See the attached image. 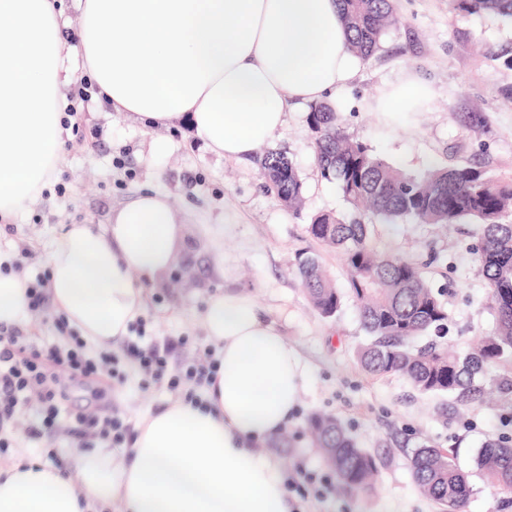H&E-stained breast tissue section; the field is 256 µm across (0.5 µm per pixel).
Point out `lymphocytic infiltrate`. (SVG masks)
Returning a JSON list of instances; mask_svg holds the SVG:
<instances>
[{
	"label": "lymphocytic infiltrate",
	"mask_w": 512,
	"mask_h": 512,
	"mask_svg": "<svg viewBox=\"0 0 512 512\" xmlns=\"http://www.w3.org/2000/svg\"><path fill=\"white\" fill-rule=\"evenodd\" d=\"M86 341L70 334L62 347H38L24 329L0 325V454L8 451L6 430H18L30 438H40L55 427L59 416L56 397L69 375L121 379L117 356L107 353L89 356ZM127 356L156 381L184 401L201 404L200 387L213 384L217 363L211 349L181 336L164 344L141 348L125 345ZM27 416H20V405ZM73 433L82 444L107 443L112 448L127 447L131 427L117 414L105 415L87 406L75 414Z\"/></svg>",
	"instance_id": "obj_1"
}]
</instances>
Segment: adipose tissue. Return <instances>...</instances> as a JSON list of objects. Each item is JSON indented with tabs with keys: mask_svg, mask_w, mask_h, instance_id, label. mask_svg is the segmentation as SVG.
<instances>
[{
	"mask_svg": "<svg viewBox=\"0 0 512 512\" xmlns=\"http://www.w3.org/2000/svg\"><path fill=\"white\" fill-rule=\"evenodd\" d=\"M84 68L114 111L146 128L189 122L217 155L246 160L288 121L323 103L344 110L363 67L340 0H74ZM53 0H0V217L16 213L61 165L75 71ZM431 95L413 75L371 107L403 120ZM185 223L146 190L111 223L72 224L48 247L54 309L87 341L117 347L144 311L140 278L178 262ZM27 279L0 274V325L19 324ZM217 378L203 406L171 401L136 423L130 448L78 450L66 469L0 467V512H294L281 466L255 453L284 428L305 370L294 344L248 295L212 294L200 315ZM80 482H73L71 472Z\"/></svg>",
	"mask_w": 512,
	"mask_h": 512,
	"instance_id": "ef3b65f1",
	"label": "adipose tissue"
}]
</instances>
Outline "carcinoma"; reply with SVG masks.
<instances>
[{
	"label": "carcinoma",
	"mask_w": 512,
	"mask_h": 512,
	"mask_svg": "<svg viewBox=\"0 0 512 512\" xmlns=\"http://www.w3.org/2000/svg\"><path fill=\"white\" fill-rule=\"evenodd\" d=\"M351 49L364 61L380 49L383 35L397 26L394 0H341ZM456 9L483 10L512 19V0H454ZM315 134L317 168L339 187L350 214L321 212L310 219L309 232L343 251L349 287L369 336L360 362L371 375L399 374L421 393L452 395L461 403L484 398V382L492 377L498 393H512V378L494 375L512 363V179L489 173L478 164L431 165L420 175L406 174L375 156L363 142L346 133L337 113L312 106L307 116ZM261 175L291 209L299 207L302 182L286 152L269 149L258 159ZM388 220L413 218L421 224L450 226L472 220L480 228L477 249L481 272L490 291L495 329L474 352L461 355L443 342L416 349L412 341L443 329L448 313L419 269L403 257L377 253L368 243L364 216ZM299 276L314 308L335 315L342 294L312 257L298 264ZM308 432L336 474L342 494L369 493L378 472L376 455L358 447L331 414H314ZM477 469L494 488L512 493V439L486 441L476 457ZM419 491L440 512H464L470 497L467 475L450 451L423 445L411 461Z\"/></svg>",
	"instance_id": "carcinoma-1"
}]
</instances>
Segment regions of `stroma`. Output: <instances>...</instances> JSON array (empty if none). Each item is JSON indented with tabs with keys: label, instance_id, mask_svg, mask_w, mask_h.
Here are the masks:
<instances>
[{
	"label": "stroma",
	"instance_id": "35a3bbf8",
	"mask_svg": "<svg viewBox=\"0 0 512 512\" xmlns=\"http://www.w3.org/2000/svg\"><path fill=\"white\" fill-rule=\"evenodd\" d=\"M400 24L382 39L366 62L340 113L346 132L373 153L409 174L428 164H482L490 173L512 177V20L489 13H460L451 0H397ZM412 73L433 94L399 127L384 124L370 104L384 88ZM309 109L294 107L287 124L269 141L286 151L303 183V206L293 213L267 190L256 160L213 154L189 125L147 129L129 113L112 111L97 98L78 107L83 137L67 134L56 183L14 215L0 219V251L10 254L26 277L47 271V245L68 224H105L113 210L130 204L145 189L166 195L189 216L181 257L158 281H144L143 345L165 337L207 338L198 319L207 298L221 290L252 297L262 313L296 345L306 368L287 441L271 440L263 454L291 468L299 463L316 476L331 475L307 432L315 413L335 415L362 448L380 460L372 492L299 501V512H439L411 477L410 460L423 445L451 449L467 475V512H512V494L484 481L475 463L482 444L512 436V395L457 404L452 396L423 394L401 375L373 376L360 365L363 330L350 295L342 253L308 231L319 212H347L335 183L314 164ZM370 244L380 253L415 263L448 311L445 339L457 352L472 350L494 327L488 285L477 261L480 230L467 221L446 231L412 219L368 216ZM319 260L343 298L340 310L317 312L297 274L300 260ZM124 382L98 388L102 403L135 423L167 403L165 385H143L133 367ZM70 403H62L61 427L51 438L15 435V447L0 457L50 463L66 457L78 441L68 434Z\"/></svg>",
	"mask_w": 512,
	"mask_h": 512
}]
</instances>
